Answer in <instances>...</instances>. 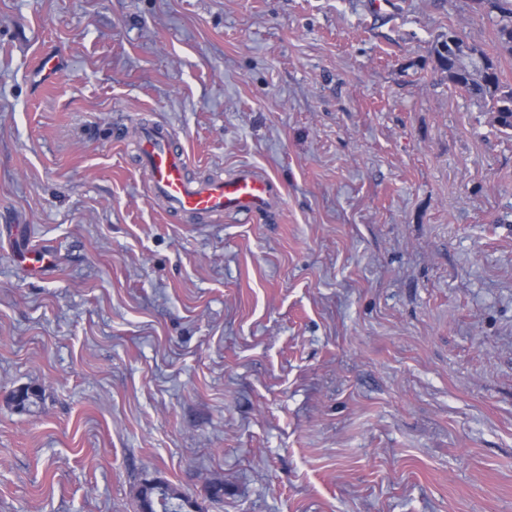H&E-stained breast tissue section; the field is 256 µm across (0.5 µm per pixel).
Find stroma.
<instances>
[{
	"label": "stroma",
	"instance_id": "obj_1",
	"mask_svg": "<svg viewBox=\"0 0 512 512\" xmlns=\"http://www.w3.org/2000/svg\"><path fill=\"white\" fill-rule=\"evenodd\" d=\"M450 29L494 49L471 0H0V512H512V131ZM144 122L278 211L163 219ZM449 34L465 42L452 29L448 30ZM456 38H453L450 43L439 38L433 47L434 54L444 70L448 71L449 83L465 91L470 99L485 112H490L493 122L501 131L512 130V87L503 84L495 59L480 45L466 41V49L483 62V67L478 73L459 70L453 60L455 51L460 62H465L467 50L458 52L456 45L459 41ZM139 508L141 512H157L155 505L160 507V512H187L190 502L177 488L166 482H146L138 494Z\"/></svg>",
	"mask_w": 512,
	"mask_h": 512
}]
</instances>
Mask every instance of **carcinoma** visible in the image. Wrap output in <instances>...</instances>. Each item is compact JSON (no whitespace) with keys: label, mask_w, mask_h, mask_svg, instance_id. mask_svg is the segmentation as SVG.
Listing matches in <instances>:
<instances>
[{"label":"carcinoma","mask_w":512,"mask_h":512,"mask_svg":"<svg viewBox=\"0 0 512 512\" xmlns=\"http://www.w3.org/2000/svg\"><path fill=\"white\" fill-rule=\"evenodd\" d=\"M479 9L494 23L499 47L512 53V0H479ZM465 47L483 62L480 72L458 69L453 60L455 51L447 41L437 40L433 51L448 71V82L492 114L501 131L512 130V87L503 84L498 64L487 51L475 43L467 42ZM138 498L140 512H187L185 507L190 505L177 488L161 481L144 483Z\"/></svg>","instance_id":"1"}]
</instances>
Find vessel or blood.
<instances>
[{"label": "vessel or blood", "mask_w": 512, "mask_h": 512, "mask_svg": "<svg viewBox=\"0 0 512 512\" xmlns=\"http://www.w3.org/2000/svg\"><path fill=\"white\" fill-rule=\"evenodd\" d=\"M138 151L141 165L151 175V195L167 213L255 216L273 213L279 206L280 191L274 181L248 168L227 177L190 180L186 153L171 144L166 127L148 126Z\"/></svg>", "instance_id": "b4317fda"}]
</instances>
